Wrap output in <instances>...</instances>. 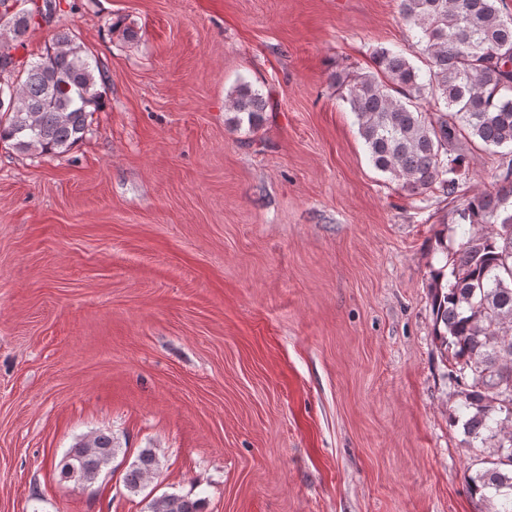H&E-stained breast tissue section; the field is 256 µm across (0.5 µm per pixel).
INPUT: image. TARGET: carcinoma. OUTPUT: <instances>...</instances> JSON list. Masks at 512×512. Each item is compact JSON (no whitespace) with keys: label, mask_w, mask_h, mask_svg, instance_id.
Returning <instances> with one entry per match:
<instances>
[{"label":"carcinoma","mask_w":512,"mask_h":512,"mask_svg":"<svg viewBox=\"0 0 512 512\" xmlns=\"http://www.w3.org/2000/svg\"><path fill=\"white\" fill-rule=\"evenodd\" d=\"M500 0H397L402 20L417 32L426 70L403 50L373 51L372 70L338 72L333 83L355 116L375 169L401 190L421 194L439 185L448 196L464 192L463 152L474 141L512 153V18ZM0 0V80L13 84L14 101L0 106V143L28 153L70 151L103 108L106 77L96 57L70 29H58L44 53L22 61L17 51L41 27L33 17L9 15ZM431 97L435 109L421 100ZM267 100L248 82L227 99L231 123L253 132L264 121ZM512 160L495 175L491 191L467 199L461 211L466 240L432 275L434 336L448 385L458 399L451 426L466 447L487 451L486 467L465 477L472 497L512 512ZM118 449L112 433L78 439L59 462L60 476L96 482ZM156 453L143 448L125 483L139 488L158 469ZM150 512H198L197 504L168 494Z\"/></svg>","instance_id":"obj_1"}]
</instances>
